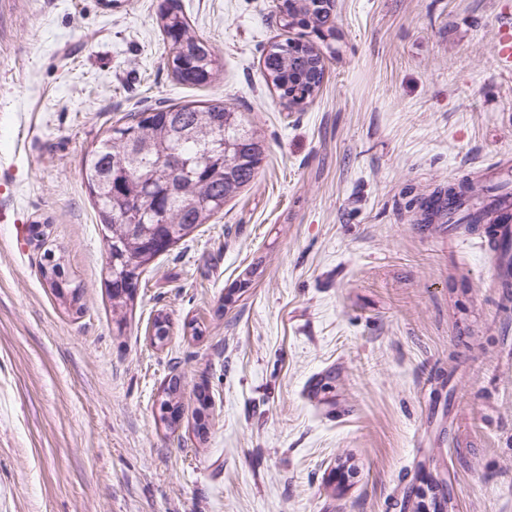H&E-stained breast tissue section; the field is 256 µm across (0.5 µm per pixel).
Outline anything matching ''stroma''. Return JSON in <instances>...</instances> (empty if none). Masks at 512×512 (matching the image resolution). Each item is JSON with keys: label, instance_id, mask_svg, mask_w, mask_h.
Masks as SVG:
<instances>
[{"label": "stroma", "instance_id": "35a3bbf8", "mask_svg": "<svg viewBox=\"0 0 512 512\" xmlns=\"http://www.w3.org/2000/svg\"><path fill=\"white\" fill-rule=\"evenodd\" d=\"M162 2L0 0V512H512V301L409 206L512 190L499 0H335L300 106L263 74L272 42L317 39L283 0H181L224 60L201 88L172 75ZM210 99L266 157L116 324L83 158L130 113ZM453 184H455V183H453ZM453 184H448V192H446L445 194L444 193L442 194L441 190L437 191V193H436V194H438L437 197H441L444 195L446 198V200H441L439 202V204L441 206H443L444 208H446L448 211H453V209L455 208V205H456L457 210H459V211L465 208L468 213L463 217V219H465L467 221V224H481L482 217H481L480 211L474 212V209H475L474 205H471L472 196H482L485 191L489 192L490 190H494L495 188L493 189V188H488V187L485 188L484 186H478L477 189L473 191V187L468 182V179L458 183L457 185H453ZM471 193H472V195H471ZM468 195H469V197L466 199H462V198H459L458 200L455 199L458 197H463V196H468ZM448 198H451L454 201L455 205H453L451 203V201L448 200Z\"/></svg>", "mask_w": 512, "mask_h": 512}]
</instances>
